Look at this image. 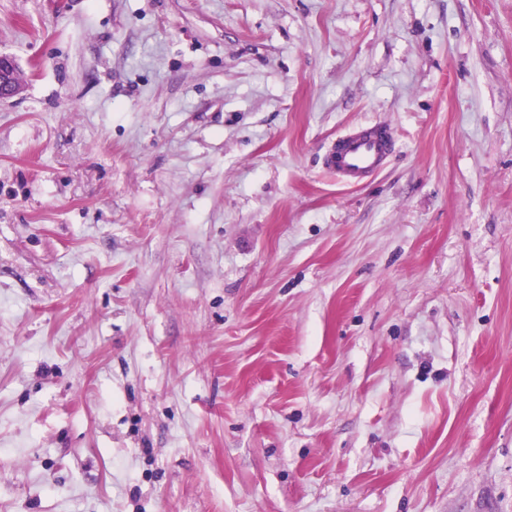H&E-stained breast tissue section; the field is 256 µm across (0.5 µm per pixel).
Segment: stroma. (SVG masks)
Segmentation results:
<instances>
[{
	"mask_svg": "<svg viewBox=\"0 0 512 512\" xmlns=\"http://www.w3.org/2000/svg\"><path fill=\"white\" fill-rule=\"evenodd\" d=\"M0 53V512H512V0H0ZM20 81L11 57L0 54V97H11L19 92ZM392 148L389 126L360 125L336 137L324 163L340 181L359 183L383 166Z\"/></svg>",
	"mask_w": 512,
	"mask_h": 512,
	"instance_id": "35a3bbf8",
	"label": "stroma"
}]
</instances>
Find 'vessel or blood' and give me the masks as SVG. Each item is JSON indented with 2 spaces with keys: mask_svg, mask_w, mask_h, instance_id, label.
I'll use <instances>...</instances> for the list:
<instances>
[{
  "mask_svg": "<svg viewBox=\"0 0 512 512\" xmlns=\"http://www.w3.org/2000/svg\"><path fill=\"white\" fill-rule=\"evenodd\" d=\"M393 148L389 126L360 125L337 136L324 163L345 183H358L377 172Z\"/></svg>",
  "mask_w": 512,
  "mask_h": 512,
  "instance_id": "1",
  "label": "vessel or blood"
}]
</instances>
